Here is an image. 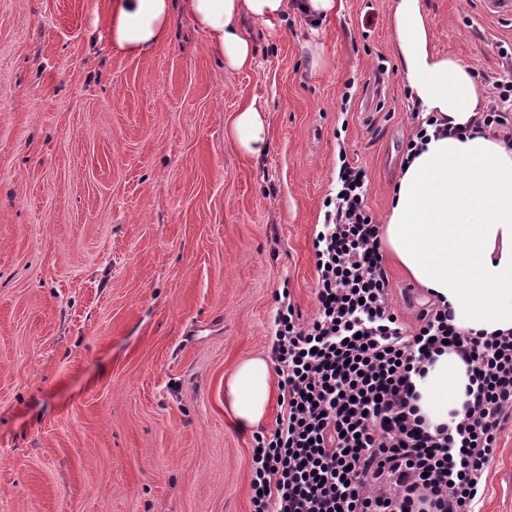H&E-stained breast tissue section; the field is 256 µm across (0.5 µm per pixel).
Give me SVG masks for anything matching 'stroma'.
Returning a JSON list of instances; mask_svg holds the SVG:
<instances>
[{
    "label": "stroma",
    "mask_w": 512,
    "mask_h": 512,
    "mask_svg": "<svg viewBox=\"0 0 512 512\" xmlns=\"http://www.w3.org/2000/svg\"><path fill=\"white\" fill-rule=\"evenodd\" d=\"M395 0H337L246 30L225 69L177 16L133 58L108 0H0V512H252L253 437L224 377L269 352L276 299L316 312L312 241L340 155L387 212L419 105ZM432 47L482 90L512 28L425 0ZM256 103L269 149L227 130ZM512 423L479 512H512Z\"/></svg>",
    "instance_id": "obj_1"
}]
</instances>
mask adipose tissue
Here are the masks:
<instances>
[{"instance_id": "obj_1", "label": "adipose tissue", "mask_w": 512, "mask_h": 512, "mask_svg": "<svg viewBox=\"0 0 512 512\" xmlns=\"http://www.w3.org/2000/svg\"><path fill=\"white\" fill-rule=\"evenodd\" d=\"M335 8L336 0H110L111 46L130 57L148 55L169 41L181 14L209 38L225 67L243 70L256 57L246 20L268 22L295 11L315 22ZM392 28L421 119L471 126L481 116L480 86L463 58L432 50L422 0H397ZM230 132L248 154L267 152L265 118L255 104L236 112ZM381 243L406 276L451 307L464 331H512V146L488 129L458 138L429 128L399 174ZM467 382L456 355L437 356L416 381L421 415L434 426L448 423ZM272 398L265 355L242 361L224 382L239 429L260 426Z\"/></svg>"}]
</instances>
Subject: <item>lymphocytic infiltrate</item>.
I'll return each mask as SVG.
<instances>
[{
  "instance_id": "1",
  "label": "lymphocytic infiltrate",
  "mask_w": 512,
  "mask_h": 512,
  "mask_svg": "<svg viewBox=\"0 0 512 512\" xmlns=\"http://www.w3.org/2000/svg\"><path fill=\"white\" fill-rule=\"evenodd\" d=\"M482 124L512 141V48ZM313 248L315 317L277 311L271 352L281 410L253 436V512H476L512 422V333L474 336L447 306L399 319L361 166L342 160ZM466 367L461 421L430 427L415 380L443 353Z\"/></svg>"
}]
</instances>
